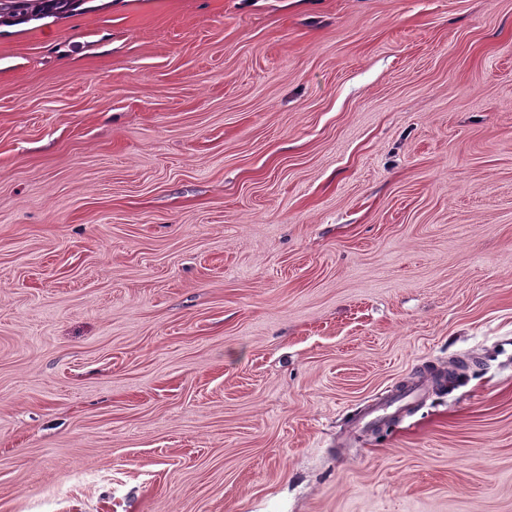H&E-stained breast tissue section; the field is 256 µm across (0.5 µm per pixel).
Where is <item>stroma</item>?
I'll use <instances>...</instances> for the list:
<instances>
[{
  "mask_svg": "<svg viewBox=\"0 0 512 512\" xmlns=\"http://www.w3.org/2000/svg\"><path fill=\"white\" fill-rule=\"evenodd\" d=\"M0 512H512V0L1 27Z\"/></svg>",
  "mask_w": 512,
  "mask_h": 512,
  "instance_id": "obj_1",
  "label": "stroma"
}]
</instances>
